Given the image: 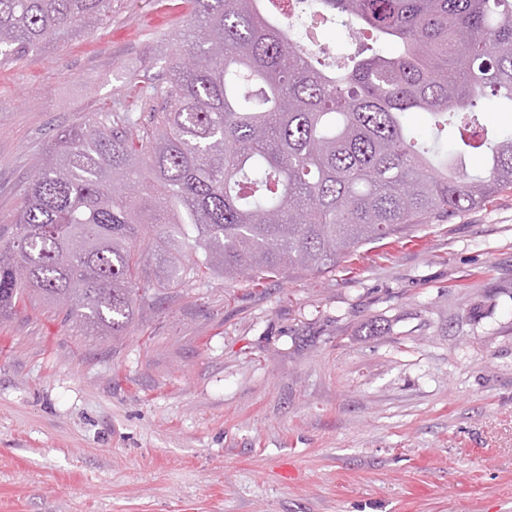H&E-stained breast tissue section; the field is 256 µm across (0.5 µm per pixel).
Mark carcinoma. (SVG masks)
Wrapping results in <instances>:
<instances>
[{
	"label": "carcinoma",
	"instance_id": "carcinoma-1",
	"mask_svg": "<svg viewBox=\"0 0 512 512\" xmlns=\"http://www.w3.org/2000/svg\"><path fill=\"white\" fill-rule=\"evenodd\" d=\"M187 2L158 78L58 132L0 225L1 321L35 297L84 333L120 336L162 288L324 275L357 245L512 190V131L478 111L491 98L512 112V0ZM111 11L0 0V59ZM329 24L367 42L333 57ZM149 230L154 247L135 249Z\"/></svg>",
	"mask_w": 512,
	"mask_h": 512
}]
</instances>
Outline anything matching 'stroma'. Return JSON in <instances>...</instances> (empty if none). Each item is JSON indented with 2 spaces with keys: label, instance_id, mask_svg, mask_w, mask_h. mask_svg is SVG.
I'll list each match as a JSON object with an SVG mask.
<instances>
[{
  "label": "stroma",
  "instance_id": "stroma-1",
  "mask_svg": "<svg viewBox=\"0 0 512 512\" xmlns=\"http://www.w3.org/2000/svg\"><path fill=\"white\" fill-rule=\"evenodd\" d=\"M186 0L0 61V224ZM0 512H512V191L331 273L162 289L126 335L0 322Z\"/></svg>",
  "mask_w": 512,
  "mask_h": 512
}]
</instances>
